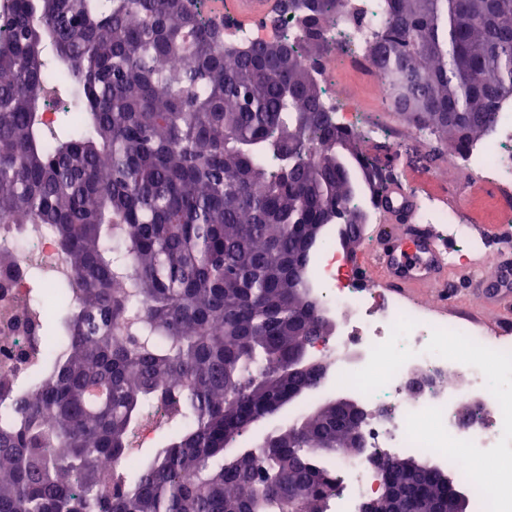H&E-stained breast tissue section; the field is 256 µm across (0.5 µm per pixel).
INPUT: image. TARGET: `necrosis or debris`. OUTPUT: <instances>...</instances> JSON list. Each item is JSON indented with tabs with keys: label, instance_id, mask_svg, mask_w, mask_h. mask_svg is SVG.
<instances>
[{
	"label": "necrosis or debris",
	"instance_id": "1",
	"mask_svg": "<svg viewBox=\"0 0 512 512\" xmlns=\"http://www.w3.org/2000/svg\"><path fill=\"white\" fill-rule=\"evenodd\" d=\"M377 5L378 0H347L326 25L328 49L318 72L327 99L336 96L342 65L363 56L377 27ZM373 90L374 100L346 99L340 112L343 126L362 141L386 135L365 116L370 103H382L387 95L383 80H375ZM466 167L481 184L512 191L511 112L474 148ZM420 218L439 225L443 236L461 249L474 241L456 212L434 197L422 198ZM0 232L19 241L16 259L22 270L41 272L48 285L72 278L68 259L42 225L15 224L0 216ZM313 277L341 326L339 336L319 343L316 352L333 370L353 369L349 388L374 411L363 425L368 448L435 456L471 489L475 512H512V475L496 465L482 471L474 466L477 456L496 462L512 453V336H488L472 321L435 316L397 295L360 286L332 243L322 249ZM33 306L30 282L0 289L2 377H22L34 364L25 344ZM452 370L461 374L462 384L447 383ZM415 371L427 381L412 397L408 382ZM475 395L494 400L497 416L462 420L459 402ZM336 470L339 489L332 512H357L380 490V475L368 456L341 453Z\"/></svg>",
	"mask_w": 512,
	"mask_h": 512
}]
</instances>
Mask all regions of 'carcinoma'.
I'll list each match as a JSON object with an SVG mask.
<instances>
[{"label": "carcinoma", "instance_id": "cac0c4a2", "mask_svg": "<svg viewBox=\"0 0 512 512\" xmlns=\"http://www.w3.org/2000/svg\"><path fill=\"white\" fill-rule=\"evenodd\" d=\"M177 0H6L0 13V215L43 224L74 278L32 382L0 378V512H327L350 421L326 402L224 451L323 384L288 353L328 334L311 261L387 181L312 75L345 0H308L301 37L224 49ZM366 59L393 112L462 158L512 100V0H380ZM62 92L64 128L41 102ZM302 270V277L295 276ZM0 242L3 286L20 277ZM176 423L124 470L146 410ZM101 457L115 468L106 481ZM452 486L409 477L405 512Z\"/></svg>", "mask_w": 512, "mask_h": 512}]
</instances>
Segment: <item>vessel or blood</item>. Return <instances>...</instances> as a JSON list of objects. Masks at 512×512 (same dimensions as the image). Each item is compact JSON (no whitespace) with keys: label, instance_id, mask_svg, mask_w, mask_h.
<instances>
[{"label":"vessel or blood","instance_id":"b4317fda","mask_svg":"<svg viewBox=\"0 0 512 512\" xmlns=\"http://www.w3.org/2000/svg\"><path fill=\"white\" fill-rule=\"evenodd\" d=\"M275 6L274 0H212L214 13L238 26L253 25ZM417 199L403 185L393 184L382 195L375 248L361 257V278L376 288H387L418 299L430 293L447 297L448 282L459 271L448 262V250L427 225L402 223L414 213ZM502 325L512 323V269H499L487 290Z\"/></svg>","mask_w":512,"mask_h":512}]
</instances>
